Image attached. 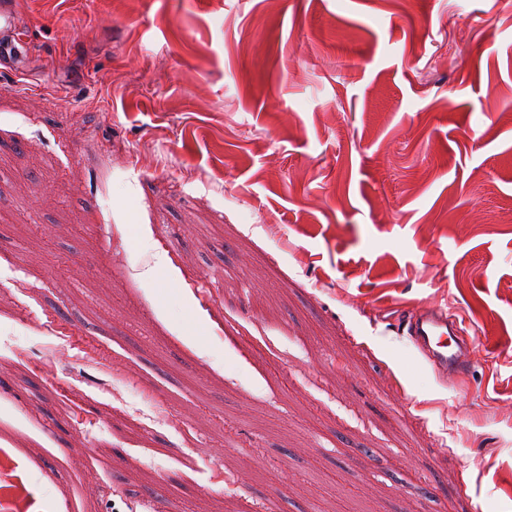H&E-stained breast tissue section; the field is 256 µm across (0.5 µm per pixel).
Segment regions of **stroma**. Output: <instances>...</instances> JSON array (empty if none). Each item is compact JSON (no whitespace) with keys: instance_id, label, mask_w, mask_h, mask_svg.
<instances>
[{"instance_id":"stroma-1","label":"stroma","mask_w":512,"mask_h":512,"mask_svg":"<svg viewBox=\"0 0 512 512\" xmlns=\"http://www.w3.org/2000/svg\"><path fill=\"white\" fill-rule=\"evenodd\" d=\"M14 7L0 454L29 512H512V0ZM423 304L475 337L464 379L403 333Z\"/></svg>"}]
</instances>
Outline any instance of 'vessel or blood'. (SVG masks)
Masks as SVG:
<instances>
[{
	"label": "vessel or blood",
	"mask_w": 512,
	"mask_h": 512,
	"mask_svg": "<svg viewBox=\"0 0 512 512\" xmlns=\"http://www.w3.org/2000/svg\"><path fill=\"white\" fill-rule=\"evenodd\" d=\"M23 36L10 0H0V65L18 60ZM402 330L442 377L461 378L476 361L475 339L443 308L409 312Z\"/></svg>",
	"instance_id": "obj_1"
}]
</instances>
